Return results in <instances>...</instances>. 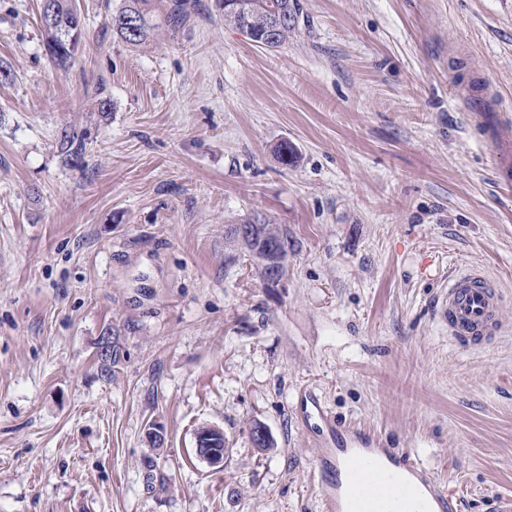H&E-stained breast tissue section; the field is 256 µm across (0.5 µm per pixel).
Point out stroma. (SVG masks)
<instances>
[{"mask_svg": "<svg viewBox=\"0 0 512 512\" xmlns=\"http://www.w3.org/2000/svg\"><path fill=\"white\" fill-rule=\"evenodd\" d=\"M78 3L63 71L39 0H0V512H323L307 392L461 512L512 498V335L468 351L436 318L449 269L477 266L512 325V151L470 105L512 136V0H299L274 51L215 0L142 46L113 37L119 0ZM69 122L80 164L56 148ZM253 216L288 234L282 287L230 239ZM196 454L212 467H223L229 448H224V432L215 427H201L196 431Z\"/></svg>", "mask_w": 512, "mask_h": 512, "instance_id": "35a3bbf8", "label": "stroma"}]
</instances>
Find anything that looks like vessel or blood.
<instances>
[{"instance_id": "obj_1", "label": "vessel or blood", "mask_w": 512, "mask_h": 512, "mask_svg": "<svg viewBox=\"0 0 512 512\" xmlns=\"http://www.w3.org/2000/svg\"><path fill=\"white\" fill-rule=\"evenodd\" d=\"M504 295L492 278L475 268H451L448 297L436 309L440 323L461 347L478 350L512 333L500 313ZM413 476V483L393 480L385 464ZM320 473L325 512H419L418 493L426 491L437 512H460L453 493L443 491L432 473L410 453L376 448H326Z\"/></svg>"}]
</instances>
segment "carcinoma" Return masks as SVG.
I'll return each mask as SVG.
<instances>
[{"instance_id": "obj_1", "label": "carcinoma", "mask_w": 512, "mask_h": 512, "mask_svg": "<svg viewBox=\"0 0 512 512\" xmlns=\"http://www.w3.org/2000/svg\"><path fill=\"white\" fill-rule=\"evenodd\" d=\"M218 6L224 11V21L246 32L251 39L263 43L266 49L279 48L288 43V38L298 27V0H235L230 4L218 0ZM273 6L281 12L283 22L272 30L268 16ZM189 9L188 0H170L165 17L170 33L180 29ZM156 10V0H121L110 19L112 35L133 46L154 40L158 29L163 26L158 21ZM47 11L53 15V23L43 25L46 35L44 51L55 65L65 68L72 63L82 44V12L77 0H40L39 13ZM85 139L86 132L67 124L59 132L57 148L68 161L76 163L82 159ZM263 232L266 239L281 243L282 258H288V234L269 223L264 225ZM235 241L246 248L251 261L260 268L264 286H269L267 254L263 245L257 240L238 237Z\"/></svg>"}]
</instances>
